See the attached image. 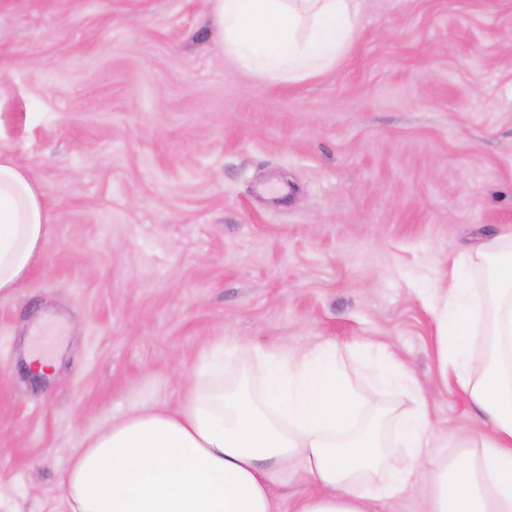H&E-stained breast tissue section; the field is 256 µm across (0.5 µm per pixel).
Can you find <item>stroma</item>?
I'll return each instance as SVG.
<instances>
[{
    "mask_svg": "<svg viewBox=\"0 0 512 512\" xmlns=\"http://www.w3.org/2000/svg\"><path fill=\"white\" fill-rule=\"evenodd\" d=\"M333 67L295 83L212 39L208 0H0V151L50 214L0 297V512H66L59 477L132 407L175 409L225 338L330 340L392 433L364 345L424 383L435 443L476 427L433 294L512 226V0H363ZM41 351L56 364L32 376Z\"/></svg>",
    "mask_w": 512,
    "mask_h": 512,
    "instance_id": "1",
    "label": "stroma"
}]
</instances>
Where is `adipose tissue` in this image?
Returning a JSON list of instances; mask_svg holds the SVG:
<instances>
[{
  "instance_id": "adipose-tissue-1",
  "label": "adipose tissue",
  "mask_w": 512,
  "mask_h": 512,
  "mask_svg": "<svg viewBox=\"0 0 512 512\" xmlns=\"http://www.w3.org/2000/svg\"><path fill=\"white\" fill-rule=\"evenodd\" d=\"M213 37L242 67L301 81L333 66L358 37L360 0H209ZM49 222L40 188L0 152V296L19 288ZM489 264L486 288L462 269ZM435 304L444 362L490 432L453 433L459 453L429 455L434 428L425 389L395 357L371 367L378 388L412 408L394 445L405 457L389 482L362 484L385 446L376 427L350 432L362 400L346 382L330 341L254 349L259 386L224 390V363L242 348L220 345L177 410H133L91 434L61 474L69 512H280L271 493L282 474L316 485L290 512H377L418 477L425 512H512V230L448 260Z\"/></svg>"
}]
</instances>
